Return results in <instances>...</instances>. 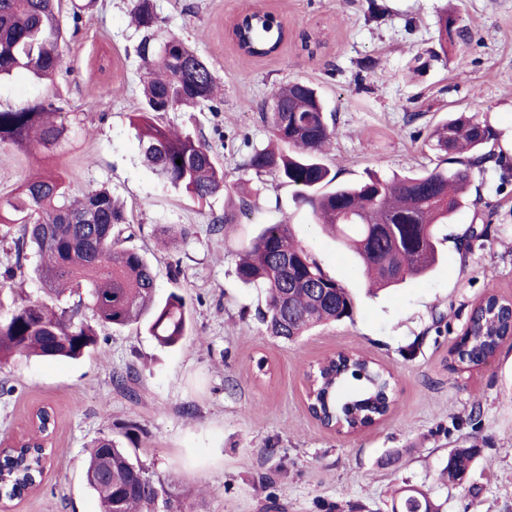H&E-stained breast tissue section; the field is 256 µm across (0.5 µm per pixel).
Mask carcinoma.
I'll return each mask as SVG.
<instances>
[{"label": "carcinoma", "instance_id": "obj_1", "mask_svg": "<svg viewBox=\"0 0 512 512\" xmlns=\"http://www.w3.org/2000/svg\"><path fill=\"white\" fill-rule=\"evenodd\" d=\"M59 2L0 0V78L22 70L50 78L60 69ZM132 12L143 31L138 53L148 65L143 100L132 113V124L145 158L163 182L204 204L224 191V169L205 141L171 127L161 116L208 105L214 98V76L183 39L172 36L153 44L156 15L150 0H135ZM439 25V37L446 41L465 37L457 16L445 14ZM239 38L248 55L268 56L282 44L285 30L274 19L259 16L244 26ZM329 118L310 86L293 82L279 89L265 114L273 145L254 151L247 166L295 187L297 202L353 257L371 287L395 288L430 274L439 262L438 226L449 223L463 206L472 167L489 158L483 149L496 137L494 128L457 112L429 136L431 149L442 155L434 168L340 184L322 160L336 135ZM66 132L63 112L51 102L0 110V145L25 149L39 144L52 150ZM464 152L475 154L472 162L450 167L454 156ZM16 225V263L0 273V291L32 251L37 257L32 274L41 295L13 299L7 315L0 316V368L21 357L80 359L97 345L98 328L104 326L144 322L163 347L178 346L188 336L185 297L175 291L157 297L152 267L127 245L133 233L109 189L95 187L73 198L60 175L31 178L13 197L0 201V227ZM236 275L263 293L258 318L269 335L285 342L353 315L348 289L324 273L286 221L267 225L249 242ZM84 307L91 317L82 315ZM464 336L451 350L454 360L468 370L487 363L512 337L506 301L494 294L481 299L471 310ZM312 374L314 396L309 403L327 428L359 433L381 416L379 404L393 397L391 372L361 353L326 357ZM136 431L137 426L127 425L122 437H101L90 450L85 479L99 497L101 512H158L161 503L173 505V512H187L176 490L156 484L132 460L124 440ZM481 454L472 443L451 449L441 478L463 484ZM6 457L15 463L6 468L0 486L5 496L16 484L41 478L40 449L23 448ZM391 512H441V505L408 485Z\"/></svg>", "mask_w": 512, "mask_h": 512}]
</instances>
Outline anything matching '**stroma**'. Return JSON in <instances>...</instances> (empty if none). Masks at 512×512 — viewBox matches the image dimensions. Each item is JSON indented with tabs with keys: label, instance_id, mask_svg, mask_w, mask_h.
Instances as JSON below:
<instances>
[{
	"label": "stroma",
	"instance_id": "35a3bbf8",
	"mask_svg": "<svg viewBox=\"0 0 512 512\" xmlns=\"http://www.w3.org/2000/svg\"><path fill=\"white\" fill-rule=\"evenodd\" d=\"M156 39L182 38L218 85L210 106L163 120L208 143L227 191L201 205L163 186L146 164L131 114L143 98L142 38L133 0H61L64 63L51 80L19 71L0 79V109L63 106L69 133L54 154L0 145V199L28 177L63 173L71 192L111 188L154 268L158 297L182 293L191 330L165 349L145 325L99 330L79 360L16 359L0 369V443L30 435L52 407L54 455L41 489L8 512H100L84 479L93 441L128 424V450L154 480L175 484L192 512H326L362 503L391 512L396 489L428 491L443 512H512V339L479 368L453 369L449 352L476 303L512 299V0H151ZM272 14L288 31L278 51L248 57L227 35L238 15ZM466 40L438 43L441 14ZM314 87L336 115L326 164L338 181L408 175L439 158L426 141L449 115L467 112L497 132L494 162L473 175L468 200L441 226L440 258L427 277L370 293L350 254L314 224L293 187L247 166L269 145L261 115L281 86ZM248 208H240L239 196ZM234 224L213 232L224 213ZM289 220L329 277L348 288L352 319L293 343L269 336L256 289L235 274L238 253L266 225ZM188 236H178V228ZM483 230L471 238L467 229ZM338 352L366 354L394 374L396 401L366 432L322 427L307 408L309 371ZM136 369L130 391L115 374ZM481 416L469 420L472 405ZM192 407L194 417L182 410ZM475 442L484 456L463 485L441 484L448 452Z\"/></svg>",
	"mask_w": 512,
	"mask_h": 512
}]
</instances>
